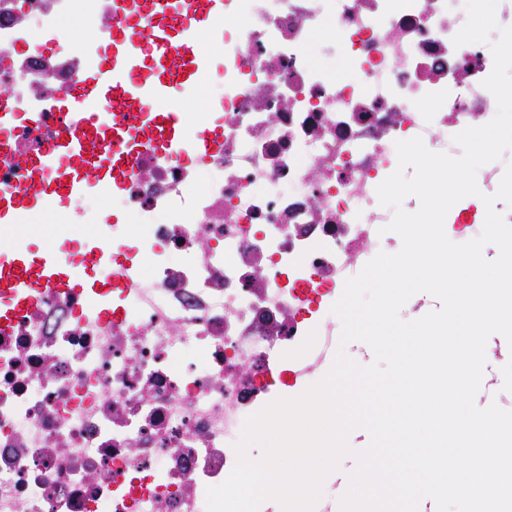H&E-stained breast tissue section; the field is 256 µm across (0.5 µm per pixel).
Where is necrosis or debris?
Listing matches in <instances>:
<instances>
[{
  "instance_id": "obj_1",
  "label": "necrosis or debris",
  "mask_w": 512,
  "mask_h": 512,
  "mask_svg": "<svg viewBox=\"0 0 512 512\" xmlns=\"http://www.w3.org/2000/svg\"><path fill=\"white\" fill-rule=\"evenodd\" d=\"M70 6L0 0V113L39 115L15 152L56 132L48 99L111 45L112 0H84L88 43L59 24ZM466 20L463 0H224L221 91L184 131L195 164L135 143L112 260L81 269L92 291L34 284L0 321V512H206L245 418L332 362L346 279L399 250L376 194L396 141L447 153L494 118L489 46L453 44ZM504 169H478L483 195ZM482 197L445 218L464 239Z\"/></svg>"
}]
</instances>
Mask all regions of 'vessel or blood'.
<instances>
[{"label": "vessel or blood", "instance_id": "1", "mask_svg": "<svg viewBox=\"0 0 512 512\" xmlns=\"http://www.w3.org/2000/svg\"><path fill=\"white\" fill-rule=\"evenodd\" d=\"M165 17L142 30L139 41L125 29L112 34V53L91 62L77 76L72 92L55 109L67 128L26 163L50 178L46 187L20 192L0 204V225L47 211L55 198L78 197L89 181L85 165L94 160L110 176L127 169L135 130L162 131L171 159H181L183 130L172 101L179 85L197 83L210 55L203 32L221 17L223 0H163ZM105 250L104 237L78 252L77 262L94 264ZM69 257L46 247L34 258L22 249L0 254V294L18 299L30 278L60 288H74L67 273Z\"/></svg>", "mask_w": 512, "mask_h": 512}]
</instances>
